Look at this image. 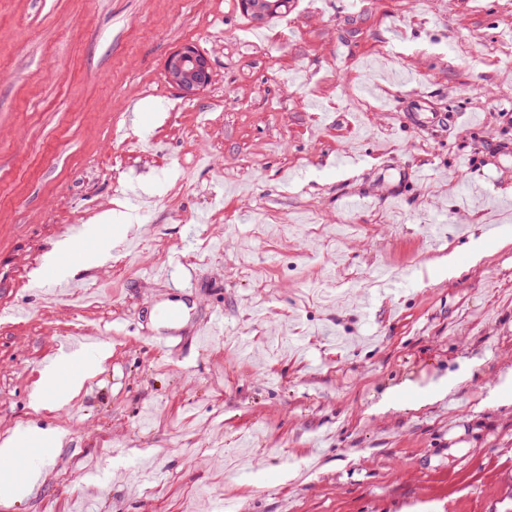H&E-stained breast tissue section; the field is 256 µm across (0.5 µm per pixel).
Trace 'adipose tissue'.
Listing matches in <instances>:
<instances>
[{"label": "adipose tissue", "instance_id": "obj_1", "mask_svg": "<svg viewBox=\"0 0 512 512\" xmlns=\"http://www.w3.org/2000/svg\"><path fill=\"white\" fill-rule=\"evenodd\" d=\"M98 353L99 358L94 362L83 359L77 352L56 357L43 374V392L35 396V404L40 406L48 400L57 408L68 405L80 393L85 381L95 376L101 360L109 357V345H101Z\"/></svg>", "mask_w": 512, "mask_h": 512}]
</instances>
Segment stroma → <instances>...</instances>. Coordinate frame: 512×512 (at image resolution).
<instances>
[{
  "label": "stroma",
  "mask_w": 512,
  "mask_h": 512,
  "mask_svg": "<svg viewBox=\"0 0 512 512\" xmlns=\"http://www.w3.org/2000/svg\"><path fill=\"white\" fill-rule=\"evenodd\" d=\"M511 186L512 0H0V438L65 432L0 512H512ZM90 330L111 356L34 407ZM164 72L167 82L186 98L194 97L212 81L208 56L193 44H186L170 53Z\"/></svg>",
  "instance_id": "35a3bbf8"
}]
</instances>
